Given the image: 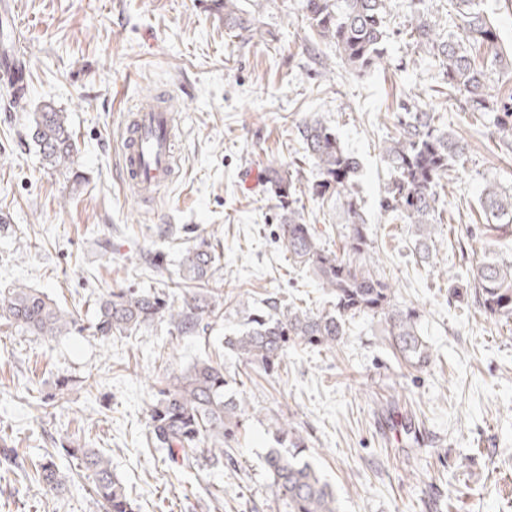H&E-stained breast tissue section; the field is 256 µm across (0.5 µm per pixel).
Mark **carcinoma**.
<instances>
[{"label":"carcinoma","mask_w":512,"mask_h":512,"mask_svg":"<svg viewBox=\"0 0 512 512\" xmlns=\"http://www.w3.org/2000/svg\"><path fill=\"white\" fill-rule=\"evenodd\" d=\"M393 2L301 0V20L319 41L336 48L350 70L364 74L383 59ZM411 3L415 23L408 34L413 46L431 54L448 89L460 96L469 111L491 117L503 143L511 144L512 92L503 93L493 85L490 69L512 71V56L495 50L499 32L481 9V0H448L446 37L434 32L430 0ZM224 28L257 30L255 17L239 6V0H224ZM484 48L492 55L490 64L478 65L474 53ZM299 132L317 170L312 194L322 199L334 196L344 208L342 253L324 247L306 223L296 206L297 185L289 171L271 164L265 180L281 210L280 240L293 261L307 266L335 298V309L313 312L293 306L285 310L271 301L266 309L248 316L242 331L224 337V350L247 365L273 372L291 344L335 348L346 334V318L358 314L383 318L388 341L403 360L419 368L427 366L431 354L418 329V312L399 305L389 282L375 271L379 257L353 193L360 171L357 157L342 147L335 131L316 119L303 120ZM29 137L47 165L67 168L73 163V131L64 113L51 104L35 113ZM464 153L463 142L436 126L434 113L426 110L399 113L396 133L382 147L391 177L381 207L411 225L418 254L425 261L433 257L444 224L439 189ZM481 208L486 221L492 222L490 228L505 237L512 235V193L488 184L482 191ZM217 270L218 256L207 244L186 250L180 261V284L195 292L183 298L181 306L174 307L154 292L111 291L96 302L93 335L108 341L161 318L169 319L180 334L198 331L220 307L210 288ZM467 287L485 314L497 322L512 321V263H478ZM0 320L23 333L53 337L76 326L78 312L60 308L35 288L14 284L0 289ZM231 383L224 365L210 359L198 360L166 378L150 408L149 434L156 447L166 450L171 463L189 466L199 453L213 462L224 459V445L236 437L249 407L243 390L230 388ZM271 420L275 447L267 450L264 462L283 512H339L333 488L304 458L305 442L292 422L281 415ZM66 452L88 472L104 512H137L108 459L93 448ZM38 479L51 490L63 485L60 470L50 458L40 464Z\"/></svg>","instance_id":"obj_1"}]
</instances>
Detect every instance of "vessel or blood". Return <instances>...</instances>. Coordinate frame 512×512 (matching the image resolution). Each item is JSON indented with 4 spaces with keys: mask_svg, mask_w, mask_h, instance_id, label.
Wrapping results in <instances>:
<instances>
[{
    "mask_svg": "<svg viewBox=\"0 0 512 512\" xmlns=\"http://www.w3.org/2000/svg\"><path fill=\"white\" fill-rule=\"evenodd\" d=\"M172 116L160 106H145L136 112L125 130L123 173L142 198L155 194L172 171Z\"/></svg>",
    "mask_w": 512,
    "mask_h": 512,
    "instance_id": "b4317fda",
    "label": "vessel or blood"
}]
</instances>
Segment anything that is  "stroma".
<instances>
[{
    "mask_svg": "<svg viewBox=\"0 0 512 512\" xmlns=\"http://www.w3.org/2000/svg\"><path fill=\"white\" fill-rule=\"evenodd\" d=\"M409 3L394 6L383 64L360 75L315 44L300 0H240L259 37L225 31L224 0H14L5 47L26 60L28 89L17 108L0 101V284L38 289L85 329L44 338L0 324V512H100L68 444L109 459L138 512H282L264 465L275 414L293 421L339 512H512V324L448 286L488 255L512 261V236L487 229L479 201L490 183L512 191V147L409 43ZM409 100L466 146L441 195L451 221L428 265L410 226L380 208L382 145ZM148 101L178 122L175 171L146 204L123 180L119 130ZM48 102L75 134L67 170L45 166L28 138ZM312 117L361 163L354 195L379 274L419 313L431 353L423 369L401 362L379 319L363 316L347 319L336 348L289 346L271 375L224 351L225 334L269 301L332 307L290 260L263 177L269 163L289 167L307 223L341 250V203L309 190L316 170L298 126ZM203 238L223 278L222 307L204 330L181 336L164 319L106 342L87 332L107 291L180 298L179 258ZM206 355L243 381L250 408L232 463L179 468L150 443L148 410L163 374ZM48 454L65 478L53 492L35 471Z\"/></svg>",
    "mask_w": 512,
    "mask_h": 512,
    "instance_id": "1",
    "label": "stroma"
}]
</instances>
